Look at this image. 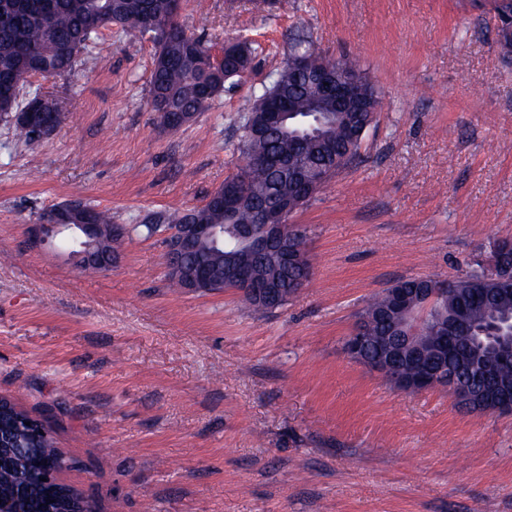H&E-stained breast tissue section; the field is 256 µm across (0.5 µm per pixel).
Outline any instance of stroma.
<instances>
[{"label":"stroma","instance_id":"stroma-1","mask_svg":"<svg viewBox=\"0 0 512 512\" xmlns=\"http://www.w3.org/2000/svg\"><path fill=\"white\" fill-rule=\"evenodd\" d=\"M187 33L259 43L177 130L149 103L154 46L102 30L41 80L65 121L0 119V396L52 432L95 512H512V414L406 392L345 349L401 278L453 280L512 238V51L493 0H187ZM358 61L380 100L358 154L297 210L311 277L283 307L170 287L163 233L106 272L28 231L80 199L116 224L190 209L236 174L244 118L296 39Z\"/></svg>","mask_w":512,"mask_h":512}]
</instances>
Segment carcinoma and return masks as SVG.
Wrapping results in <instances>:
<instances>
[{"label": "carcinoma", "instance_id": "cac0c4a2", "mask_svg": "<svg viewBox=\"0 0 512 512\" xmlns=\"http://www.w3.org/2000/svg\"><path fill=\"white\" fill-rule=\"evenodd\" d=\"M175 2L181 0H55V12L50 17L26 5L10 13L9 19H0V117L12 119L35 100L33 96L21 100L28 78H54L71 72L78 58L96 45L100 32L112 26L120 27L130 41L147 36L154 43L150 102L163 125H168L171 115L205 111L233 81L231 74L251 69L255 48L246 40L227 41L216 54L213 45L202 38L184 29L174 31ZM306 55L315 67L323 63L307 41H296L289 57ZM317 94L318 87L287 64L256 96L252 111L265 112L274 101L306 108ZM309 120L316 133L301 137L258 131L250 122L244 123L240 144L247 164L215 190L221 194L224 186L242 181L243 195L235 211L226 212L211 202L183 211L167 210L149 224L135 225V229L150 237L160 224H222L224 241L220 250L202 246L190 253V263H203L218 277L224 276V268L232 264L245 265L258 277L296 276L297 272L287 273L281 266L265 263L263 257L246 251L247 236L258 230L253 210L273 203L288 191V169L274 168L264 161L271 156H286L292 167L336 172L346 164L343 156L356 155L363 140L352 135L359 117L349 112H318ZM95 213L100 254L110 261L125 239L122 226L112 223L106 211L97 209ZM491 258L496 272H474L448 282L443 295L428 310L418 313L413 338L427 340L434 331L436 316L455 312L462 327L456 336L457 351L448 355V365L458 376L472 381L471 391L457 404L474 412L506 414L512 410V403L503 405L501 400L512 393V366L500 367L483 380L474 381V373L482 368L486 357L483 334L498 319L512 317V240L496 241ZM422 285L418 277L397 280L364 309L361 319L370 351H376L379 340L399 321L397 315L388 313L391 288L411 290ZM21 416L28 413L9 398L0 397V431L14 438L11 447H0V455L6 459L0 468L1 498L12 496L17 486L44 470L58 453L52 436L34 440L19 429ZM69 493L64 486L49 493L36 485L31 487L30 505L33 512H67Z\"/></svg>", "mask_w": 512, "mask_h": 512}]
</instances>
